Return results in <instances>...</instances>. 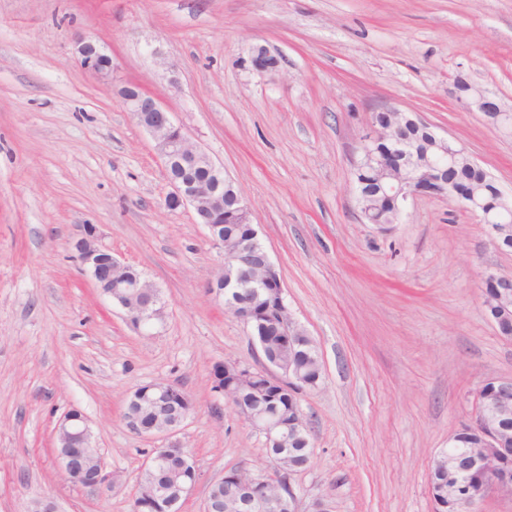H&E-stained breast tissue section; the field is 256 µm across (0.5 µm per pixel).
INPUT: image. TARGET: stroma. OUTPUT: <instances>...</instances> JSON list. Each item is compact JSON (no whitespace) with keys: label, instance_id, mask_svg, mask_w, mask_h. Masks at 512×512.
Wrapping results in <instances>:
<instances>
[{"label":"stroma","instance_id":"stroma-1","mask_svg":"<svg viewBox=\"0 0 512 512\" xmlns=\"http://www.w3.org/2000/svg\"><path fill=\"white\" fill-rule=\"evenodd\" d=\"M112 58L102 79L76 42ZM265 46L274 77L246 60ZM464 75L512 109V0H0V512H133L161 439L122 420L139 385L170 382L194 409L177 437L209 484L271 469L263 436L214 389L222 363L257 367L249 328L210 294L222 258L171 191L122 87L162 100L221 164L275 264L295 325L323 364L300 407L313 452L290 476L301 512H434L429 473L512 378V340L482 296L512 275L485 225L445 197L410 199L387 229L363 223L354 163L387 105L418 114L512 196V136L459 103ZM86 224L159 289L138 330L73 258ZM88 418L114 484L72 485L54 451L70 409Z\"/></svg>","mask_w":512,"mask_h":512}]
</instances>
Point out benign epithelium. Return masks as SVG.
I'll list each match as a JSON object with an SVG mask.
<instances>
[{"label":"benign epithelium","mask_w":512,"mask_h":512,"mask_svg":"<svg viewBox=\"0 0 512 512\" xmlns=\"http://www.w3.org/2000/svg\"><path fill=\"white\" fill-rule=\"evenodd\" d=\"M80 64L87 71L107 77L112 73L111 58L93 43L80 40L77 46ZM252 71L273 76L278 61L263 46L252 48L249 56ZM456 98L465 100L483 113H488L500 128L512 125V112L504 109L487 91L459 76L454 81ZM121 96L127 112L135 124L152 138L165 170L174 165L204 169L214 177L212 182H187L169 179L172 191L166 202L173 209L190 206L197 223L208 230L212 245L220 250V272L209 284V290L220 299L226 290L257 287L254 294L239 293L230 301L232 314L262 336L281 337L288 344L302 345L299 329L292 322L283 296L279 273L266 250L257 244L258 232L249 224L248 207L236 191L233 182L224 175V168L216 165L202 147L194 142L172 119L169 108L158 98L127 85ZM395 121L383 125L373 121L361 136L358 159L354 169L375 171L384 164L379 145L397 167L390 180H378L376 196L386 200L394 215L402 213L408 198L420 193L446 196L462 203L464 208L486 225L488 233L499 247L512 248V237H500L502 212L467 192H460L448 180V169L435 164L428 155L417 150L408 125L429 130L440 145V153L448 164L464 161L472 168L477 165L465 150L451 139L432 131L430 124L418 116L408 115L395 107L387 108ZM231 195L236 207L228 212L224 196ZM226 224H245L247 233L240 236L224 229ZM77 258L89 273L99 292L115 302L124 312L126 321L138 329L160 316L159 297L151 284L142 279L132 266L112 256V252L99 244L98 228L83 225L81 237L74 243ZM484 282L498 295L499 310L493 316L499 335L512 338V276L489 274ZM262 366L258 369L224 364L230 380L218 388L234 409L265 438L268 456L276 465L274 473L239 466L224 472L218 482L224 483V497L236 502L239 512H300L296 493L288 481L286 468L289 443L298 435L307 433L300 403L290 410H281L273 401V389L288 392L297 398L301 394L297 383L300 373L290 364L270 354L266 343H258ZM475 421L463 431L479 436L484 441V452L476 456L464 455L463 461L450 480L429 485L435 512H447L448 506L465 510L481 500L489 484L512 495V448L506 446L499 434V421L512 416V379L490 381L476 393ZM193 410L190 397L171 383L155 382L137 387L127 399L122 418L127 427L141 434L161 435L167 444L154 449L145 468L158 469L179 459L182 465L178 475L182 480L174 483L173 493L166 498L165 507L174 512L182 498L197 481L195 461L189 452L175 440L181 424ZM56 456L65 476L74 484L99 490L111 483L105 472L99 448L84 415L72 409L65 413L56 429Z\"/></svg>","instance_id":"obj_1"}]
</instances>
